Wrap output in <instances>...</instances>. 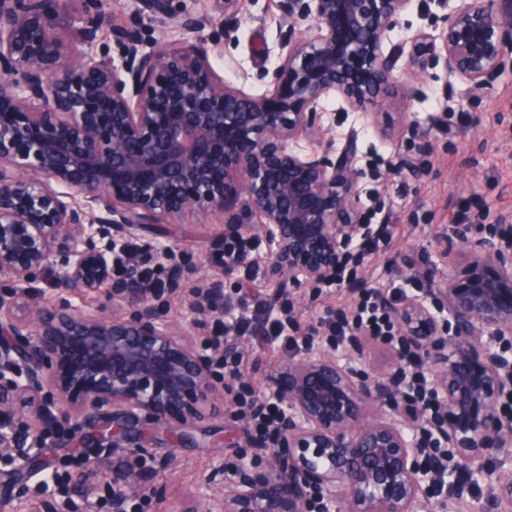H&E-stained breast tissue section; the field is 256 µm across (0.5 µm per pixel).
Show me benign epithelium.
<instances>
[{
  "label": "benign epithelium",
  "mask_w": 512,
  "mask_h": 512,
  "mask_svg": "<svg viewBox=\"0 0 512 512\" xmlns=\"http://www.w3.org/2000/svg\"><path fill=\"white\" fill-rule=\"evenodd\" d=\"M69 44L56 37L58 0H0V455L14 461L0 512H18L41 449L77 439L125 446L121 487L144 482L138 457L147 428L193 438V401L217 391L224 416H239L234 383L158 305L161 289L127 282L111 291L112 315L70 296L112 283L113 246L138 227L185 210L224 216L233 238L244 224L265 242V261L241 249L243 278L292 289L336 280L360 223L359 131L335 146L322 101L334 95L379 134L386 93L442 62L448 107L464 110L512 64V0H448L444 25L401 39L391 33L411 0H280L289 22L269 89H231L211 66L213 44L196 38L143 50L138 25L112 26L110 0H78ZM212 13L175 0H138L141 19L198 33L235 23L241 0H211ZM103 30L126 46L117 62L90 48ZM399 135L421 141L390 173L415 177L430 131L402 118ZM317 144L310 153L299 142ZM477 243L466 274L431 273L412 293L388 296L399 332L383 372L352 365L362 336L322 337L277 366L284 406L270 466L244 451L222 489L186 512H459V481L425 464L428 433L452 449L467 484L495 489L512 512V422L500 400L512 391V233ZM107 235L99 248L95 238ZM222 285L195 306L224 312ZM205 300H200V297ZM426 371L440 407L410 399V361Z\"/></svg>",
  "instance_id": "obj_1"
}]
</instances>
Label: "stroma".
Masks as SVG:
<instances>
[{"label":"stroma","instance_id":"35a3bbf8","mask_svg":"<svg viewBox=\"0 0 512 512\" xmlns=\"http://www.w3.org/2000/svg\"><path fill=\"white\" fill-rule=\"evenodd\" d=\"M448 10L437 0H411L402 13L395 37L417 29L442 24ZM287 27L282 21L279 0H243L239 20L234 25L215 24L203 32L215 42L212 64L231 87L250 94L265 92L264 72L273 68L279 53L278 39ZM448 73L444 66L428 70L419 96L409 94L406 85L395 87L387 122L408 116L432 134V148L418 178H388L391 160L419 150L413 138H381L358 112H345L336 97L323 103L324 120L336 140H343L350 129L361 136L362 175L359 179L360 212L363 223L378 226L388 223L389 233L373 252L361 253L358 273L373 287L391 291L400 286L411 292L420 279L397 282L389 263L408 258L417 270L437 266L451 274L465 267L468 255L454 252L452 259L442 254L450 246L452 233L463 224L476 225V238L494 234L500 223L512 218V69L507 70L485 94L470 102L466 113L449 110L445 98ZM226 230L221 216L201 217L185 211L174 224H150L141 231L142 239L156 238L175 244L174 261L181 270L175 291L165 292L160 303L169 319L189 326L199 347L213 344L224 333L223 326L236 319L252 317L261 300L277 294L276 283L255 280L247 286L238 283L239 273L224 263ZM224 287V300L231 310L222 317L209 316L195 325L189 302L203 281ZM302 309L293 311L294 325L277 339L260 347L242 346L246 365L242 369L243 388L267 394L275 383V367L296 348L302 336L318 331L329 315L349 311L352 295L342 283L307 286L301 289ZM221 399L212 396L211 404L197 421L194 444L176 443L167 437L146 434L140 467L143 487L135 497L136 512H177L181 503L208 494L219 487L213 467L219 459L233 458L238 447L247 445L241 421L251 420L249 408H242L241 420L224 417ZM55 461L63 488L54 494L30 489L22 499L20 512H48L49 503L69 505L73 512H104L98 505L105 489L98 479L81 482L82 456L97 462L125 463L122 448H98L90 444L64 450L47 451Z\"/></svg>","mask_w":512,"mask_h":512}]
</instances>
